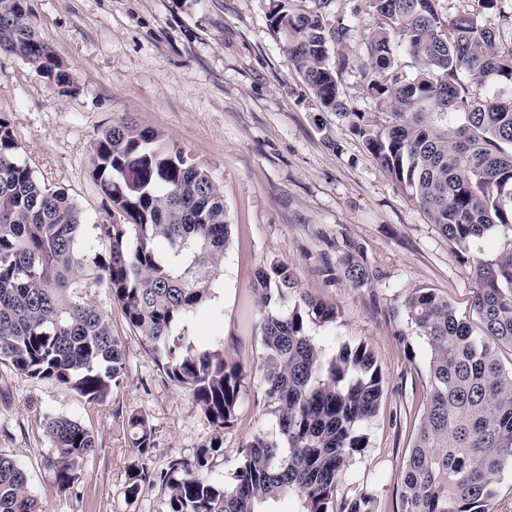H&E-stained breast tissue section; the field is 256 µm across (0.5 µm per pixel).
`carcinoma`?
<instances>
[{"instance_id":"cac0c4a2","label":"carcinoma","mask_w":512,"mask_h":512,"mask_svg":"<svg viewBox=\"0 0 512 512\" xmlns=\"http://www.w3.org/2000/svg\"><path fill=\"white\" fill-rule=\"evenodd\" d=\"M296 2L272 0L270 26L320 105L345 110L337 75L349 59L339 47L359 40L368 88L394 116L387 126L354 125L368 152L464 250L492 232L512 233V42L475 14L442 24L435 0H369L374 21L366 28L336 17L337 0H312L309 9ZM398 48L420 69L417 77L394 69ZM0 52L35 68L59 95L77 93L26 0H0ZM464 75L486 95L469 96ZM456 112L464 121L455 128L433 122ZM19 152L0 114V365L89 403L105 401L124 375L126 349L108 313L86 298L87 289L101 288L222 431L236 417L246 374L224 357V345L199 351L184 336L185 320L211 300L229 242L224 193L211 173L159 133L117 119L92 144L91 175L107 208L91 225ZM340 265L353 286L370 282L357 253H345ZM471 271L480 336L433 288L408 292L395 308L430 350L424 413L396 512H497L495 479L512 468V368L498 356L500 346L512 347V241L492 261L472 260ZM294 288L287 265L257 269L262 370L278 437H254L227 486L210 476L217 437L193 460L170 462L159 475L168 512H262L286 492L300 498L301 512H328L347 463L368 447L364 425L380 404L382 368L365 342L327 357L307 317L331 324L336 309L303 297L285 312L280 301ZM43 427L52 447L45 467L59 490L72 491L96 452L94 434L63 415L46 416ZM128 427L141 460L154 446L153 428L138 414ZM146 484H153L146 468L132 464L125 497L136 499ZM375 504L362 493L345 512H375ZM0 512H45L27 471L2 452Z\"/></svg>"}]
</instances>
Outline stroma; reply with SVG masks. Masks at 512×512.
I'll return each mask as SVG.
<instances>
[{
    "label": "stroma",
    "instance_id": "1",
    "mask_svg": "<svg viewBox=\"0 0 512 512\" xmlns=\"http://www.w3.org/2000/svg\"><path fill=\"white\" fill-rule=\"evenodd\" d=\"M38 32L64 62L78 91L61 96L34 68L0 54V113L10 119L20 156L50 187L65 189L90 222L104 200L91 177V145L112 120L130 116L158 129L197 163L212 170L224 190L231 226L224 263L207 307L186 325L190 342H220L247 377L234 421L225 427L211 476L230 481L242 450L259 434L276 436L274 404L256 369L261 354L254 330L257 268L288 265L297 288L293 307L308 295L336 307L335 323H310L327 355L349 341L368 343L382 368L384 396L365 426L368 446L348 463L333 502L335 512L365 492L377 512H394L398 478L425 406L429 350L424 340L399 339L403 322L393 307L408 291L430 287L448 298L474 333L482 325L470 307L475 283L472 253L495 259L503 233L465 252L444 236L354 134L355 114L383 126L391 119L369 93L357 64L358 41L342 52L349 66L338 75L347 109H324L295 71L269 22L270 0H27ZM356 251L370 285L352 287L340 257ZM112 329L126 346V371L109 398L90 404L74 391L0 366V452L27 471L46 512H166L161 485L126 501L129 466L143 461L159 475L174 460H192L214 434L188 391L168 378L145 351L119 310ZM80 420L98 449L82 471L77 492L56 488L43 466L50 444L46 415ZM144 416L155 446L138 458L127 427Z\"/></svg>",
    "mask_w": 512,
    "mask_h": 512
}]
</instances>
